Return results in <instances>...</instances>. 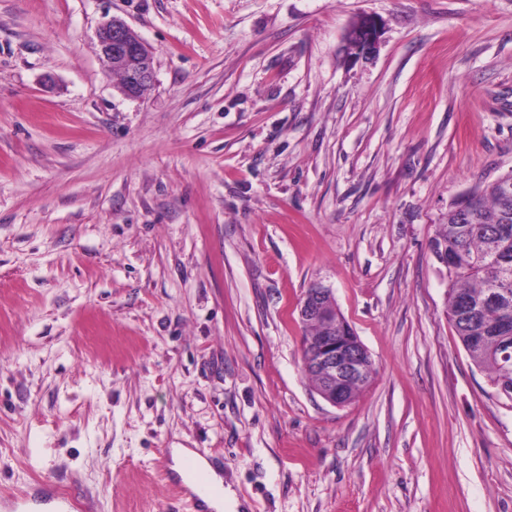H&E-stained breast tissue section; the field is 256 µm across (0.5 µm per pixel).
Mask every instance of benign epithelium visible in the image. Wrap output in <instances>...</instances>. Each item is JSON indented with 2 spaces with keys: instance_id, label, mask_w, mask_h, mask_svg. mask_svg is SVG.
<instances>
[{
  "instance_id": "1",
  "label": "benign epithelium",
  "mask_w": 512,
  "mask_h": 512,
  "mask_svg": "<svg viewBox=\"0 0 512 512\" xmlns=\"http://www.w3.org/2000/svg\"><path fill=\"white\" fill-rule=\"evenodd\" d=\"M383 33L382 21L373 15L361 16L349 29L347 41L352 59L373 56ZM98 57L105 73L117 68L127 70L128 78L121 92L132 98L142 96L154 82V60L141 63L152 55L143 40L122 19L104 22L97 33ZM299 321L315 318L324 324L322 333L308 337L305 344L306 368L317 378L315 389L329 403L343 407L354 400L356 392L369 384L374 373L373 360L353 328L347 324L336 329V301L333 290L319 282L296 306Z\"/></svg>"
}]
</instances>
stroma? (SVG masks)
<instances>
[{
  "label": "stroma",
  "mask_w": 512,
  "mask_h": 512,
  "mask_svg": "<svg viewBox=\"0 0 512 512\" xmlns=\"http://www.w3.org/2000/svg\"><path fill=\"white\" fill-rule=\"evenodd\" d=\"M511 172L512 0H0V493L190 512L200 448L241 512H512V408L430 247ZM314 282L375 363L343 407L303 373ZM383 33L382 21L373 15L361 16L349 29L347 41L353 50L354 61L373 56L380 44ZM96 36L98 57L104 72L117 75L123 82V74L112 71L126 69L128 78L121 86V92L127 97H141L154 82V60L150 49L128 23L118 18L104 22ZM145 54L148 55L147 67L141 63Z\"/></svg>",
  "instance_id": "1"
}]
</instances>
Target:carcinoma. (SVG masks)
<instances>
[{
  "mask_svg": "<svg viewBox=\"0 0 512 512\" xmlns=\"http://www.w3.org/2000/svg\"><path fill=\"white\" fill-rule=\"evenodd\" d=\"M477 196L476 216L460 225V232L450 233L444 241L431 243L435 255L447 251L453 255L448 269V319L473 363L485 370L492 388L500 380H512V335L504 337L499 323L512 316V199L502 198L495 184L472 189ZM496 285L504 292L497 303L485 306L474 326H464L456 319L457 299L463 295L474 301L485 298ZM485 333L483 346L474 349L471 336Z\"/></svg>",
  "mask_w": 512,
  "mask_h": 512,
  "instance_id": "carcinoma-1",
  "label": "carcinoma"
}]
</instances>
